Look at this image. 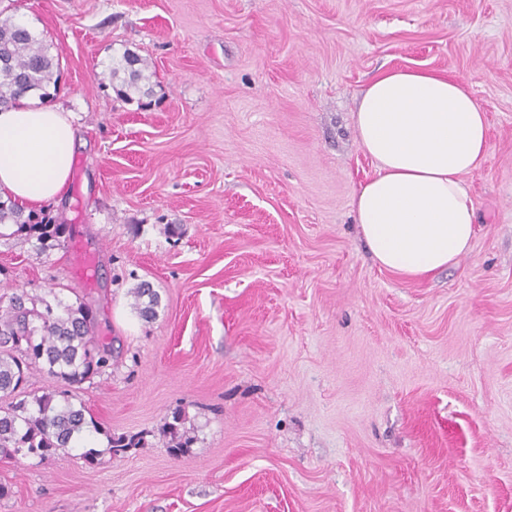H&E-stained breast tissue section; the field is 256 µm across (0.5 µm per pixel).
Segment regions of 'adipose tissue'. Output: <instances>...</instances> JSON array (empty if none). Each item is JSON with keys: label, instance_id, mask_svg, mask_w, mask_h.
I'll list each match as a JSON object with an SVG mask.
<instances>
[{"label": "adipose tissue", "instance_id": "1", "mask_svg": "<svg viewBox=\"0 0 512 512\" xmlns=\"http://www.w3.org/2000/svg\"><path fill=\"white\" fill-rule=\"evenodd\" d=\"M376 174L354 191L375 262L408 280L455 264L476 235L465 177L487 159L486 114L453 75L396 69L375 78L354 114ZM79 129L58 106L0 109V197L25 211L67 196Z\"/></svg>", "mask_w": 512, "mask_h": 512}]
</instances>
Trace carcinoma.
<instances>
[{
    "mask_svg": "<svg viewBox=\"0 0 512 512\" xmlns=\"http://www.w3.org/2000/svg\"><path fill=\"white\" fill-rule=\"evenodd\" d=\"M59 57L50 45L31 30L0 21V106L26 95L38 94L41 102L50 98L47 88L58 86ZM111 80L119 83V96L130 102L133 96L153 93L150 71L139 56L128 51L112 57ZM34 215L11 201L0 200V224H13L16 232L45 242L58 240L61 224H35ZM139 315L150 320L160 304L158 292L144 281L133 289ZM107 363V353L94 336V316L89 304L58 302L57 307L39 310L24 292L14 293L8 306L0 309V456L37 458L66 455L84 428L95 424L86 419L84 405L54 393L22 396L30 375L46 373L70 387H79L98 374ZM180 417L170 425L171 451L179 452L191 438L178 431Z\"/></svg>",
    "mask_w": 512,
    "mask_h": 512,
    "instance_id": "1",
    "label": "carcinoma"
}]
</instances>
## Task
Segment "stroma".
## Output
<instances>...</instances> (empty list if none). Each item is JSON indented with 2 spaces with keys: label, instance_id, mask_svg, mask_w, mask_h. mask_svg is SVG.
Segmentation results:
<instances>
[{
  "label": "stroma",
  "instance_id": "stroma-1",
  "mask_svg": "<svg viewBox=\"0 0 512 512\" xmlns=\"http://www.w3.org/2000/svg\"><path fill=\"white\" fill-rule=\"evenodd\" d=\"M58 55L82 132L60 241L0 224V306L82 298L112 358L84 448L0 458V512H512V0H0ZM146 59L149 106L112 55ZM486 112L478 232L407 281L352 212L354 112L383 72ZM81 244L74 252L73 244ZM93 259L82 269L81 255ZM150 282L155 319L130 295ZM194 441L175 455L174 411ZM137 435L110 451L109 437Z\"/></svg>",
  "mask_w": 512,
  "mask_h": 512
}]
</instances>
